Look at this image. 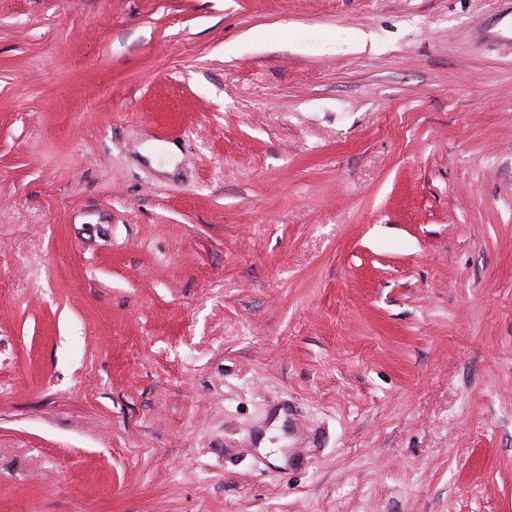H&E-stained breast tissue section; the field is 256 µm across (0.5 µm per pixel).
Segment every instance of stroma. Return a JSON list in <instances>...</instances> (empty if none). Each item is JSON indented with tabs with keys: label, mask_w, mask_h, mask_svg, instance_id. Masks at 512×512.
Instances as JSON below:
<instances>
[{
	"label": "stroma",
	"mask_w": 512,
	"mask_h": 512,
	"mask_svg": "<svg viewBox=\"0 0 512 512\" xmlns=\"http://www.w3.org/2000/svg\"><path fill=\"white\" fill-rule=\"evenodd\" d=\"M0 512H512V0H0Z\"/></svg>",
	"instance_id": "stroma-1"
}]
</instances>
